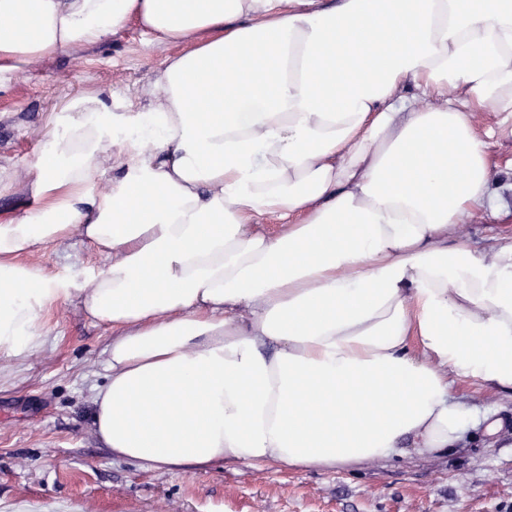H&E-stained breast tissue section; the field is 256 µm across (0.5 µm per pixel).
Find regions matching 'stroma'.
<instances>
[{"instance_id":"obj_1","label":"stroma","mask_w":512,"mask_h":512,"mask_svg":"<svg viewBox=\"0 0 512 512\" xmlns=\"http://www.w3.org/2000/svg\"><path fill=\"white\" fill-rule=\"evenodd\" d=\"M174 51L127 26L103 43L45 60L0 87V164L27 169L77 98H136ZM491 128L496 205L461 227L481 253L512 242V130ZM29 260L65 280L103 263L80 235ZM104 324L61 300L41 349L0 363V512H512V393L470 381L455 394L496 421L469 427L457 447L353 467L300 468L217 461L187 471L112 455L96 435L92 396L104 382Z\"/></svg>"}]
</instances>
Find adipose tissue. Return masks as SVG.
Wrapping results in <instances>:
<instances>
[{"mask_svg": "<svg viewBox=\"0 0 512 512\" xmlns=\"http://www.w3.org/2000/svg\"><path fill=\"white\" fill-rule=\"evenodd\" d=\"M180 53L144 105L58 118L0 222V360L75 297L112 331L116 456L355 466L454 447V379L512 391V243L460 226L512 124V0H0V84L128 24ZM275 221L267 231L266 221ZM84 237L78 288L25 262Z\"/></svg>", "mask_w": 512, "mask_h": 512, "instance_id": "1", "label": "adipose tissue"}]
</instances>
